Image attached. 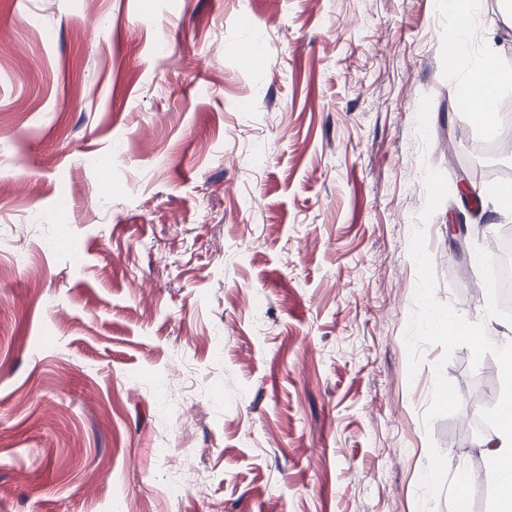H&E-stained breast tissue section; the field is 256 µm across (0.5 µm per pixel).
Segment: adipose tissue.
<instances>
[{
	"mask_svg": "<svg viewBox=\"0 0 512 512\" xmlns=\"http://www.w3.org/2000/svg\"><path fill=\"white\" fill-rule=\"evenodd\" d=\"M512 85V70L499 65L493 55L483 57L472 75L455 88L458 96L477 103L483 117H491L501 87ZM508 366L499 398V420L494 437L481 446L488 460V475L499 488V512H512V347L505 351Z\"/></svg>",
	"mask_w": 512,
	"mask_h": 512,
	"instance_id": "adipose-tissue-1",
	"label": "adipose tissue"
}]
</instances>
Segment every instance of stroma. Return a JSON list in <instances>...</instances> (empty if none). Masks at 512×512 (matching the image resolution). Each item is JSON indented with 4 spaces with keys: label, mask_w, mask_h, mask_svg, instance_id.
Returning <instances> with one entry per match:
<instances>
[{
    "label": "stroma",
    "mask_w": 512,
    "mask_h": 512,
    "mask_svg": "<svg viewBox=\"0 0 512 512\" xmlns=\"http://www.w3.org/2000/svg\"><path fill=\"white\" fill-rule=\"evenodd\" d=\"M468 3L0 0V512H455L482 406L424 423L406 329L429 166L436 297L512 341L477 286L512 152L454 90L512 10ZM472 37V30L466 22L448 32V51L451 60L457 54H464L470 50Z\"/></svg>",
    "instance_id": "stroma-1"
}]
</instances>
